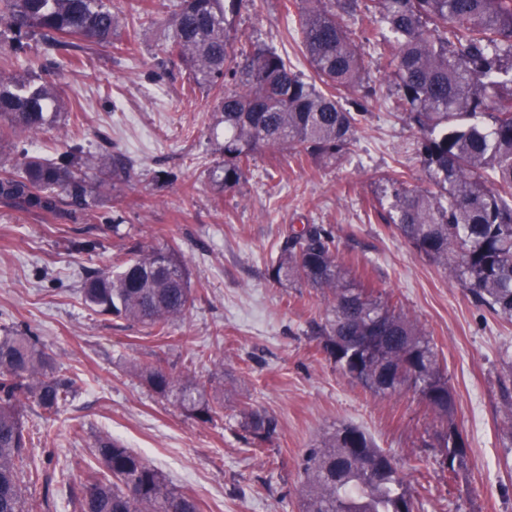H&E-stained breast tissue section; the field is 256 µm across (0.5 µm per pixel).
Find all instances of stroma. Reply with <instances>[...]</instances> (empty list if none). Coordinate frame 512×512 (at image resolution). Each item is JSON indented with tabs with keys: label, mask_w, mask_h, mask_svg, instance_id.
Masks as SVG:
<instances>
[{
	"label": "stroma",
	"mask_w": 512,
	"mask_h": 512,
	"mask_svg": "<svg viewBox=\"0 0 512 512\" xmlns=\"http://www.w3.org/2000/svg\"><path fill=\"white\" fill-rule=\"evenodd\" d=\"M122 20L114 43L93 47L86 66L58 79L65 103L58 124L27 140L45 158L64 151L71 104H80L84 153L104 144L132 161L128 180L90 173L95 203L79 223L44 220L0 201V332L38 336L79 391L58 414L25 408L31 452L51 478L28 486L26 512H71L67 485L96 466V440L111 436L157 468L200 512H300V464L337 425L364 429L413 478L419 512H512V408L503 397L512 358V320L476 304L441 266L387 223L385 176L427 184L420 132L391 110L395 87L376 56L365 77L376 94L352 150L324 166L265 148L239 186L218 190L211 170L221 140L211 135L217 102L165 61V24L132 28L129 0H105ZM286 0H255L238 29L276 49L294 70L311 73ZM131 50H123V43ZM124 218L107 224L112 212ZM331 226L339 261L363 287L398 299L435 343L468 446L449 478L437 462L434 413L411 391L388 397L352 383L310 332L328 305L305 286L270 284L267 266L290 225ZM93 240L91 251L75 250ZM175 246L187 262L195 300L169 337L89 311L81 288L113 252ZM175 376L204 383L223 408L204 424L153 393L138 376L155 358ZM250 396L274 415L278 432L261 449L245 443L239 402Z\"/></svg>",
	"instance_id": "1"
}]
</instances>
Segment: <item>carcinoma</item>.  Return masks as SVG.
Instances as JSON below:
<instances>
[{
    "label": "carcinoma",
    "instance_id": "obj_1",
    "mask_svg": "<svg viewBox=\"0 0 512 512\" xmlns=\"http://www.w3.org/2000/svg\"><path fill=\"white\" fill-rule=\"evenodd\" d=\"M250 0H179L167 18L165 49L218 100L224 160L216 183L232 189L245 179L255 153L276 147L295 158L333 163L347 154L375 90L364 84L366 45L379 49L395 86L392 111L421 133L419 155L428 187L387 180L390 221L419 252L449 271L479 305L512 318V0H298L305 57L317 79L292 70L281 54L237 46L235 19ZM364 11L351 29L341 16ZM137 20L161 22L153 4L138 0ZM0 141L37 135L57 118L55 76L62 61L80 62L89 44L112 45L119 17L105 0H0ZM25 64L29 77L16 69ZM82 147L73 142L50 161L22 154L0 161V199L50 220L79 222L89 209L90 182ZM112 179L129 177L123 155L97 158ZM338 243L324 224H304L284 236L268 265L270 282L307 285L330 298L311 324L325 358L374 394L415 391L428 408L451 415L454 397L430 338L390 298L355 288L338 261ZM95 314L168 336L193 303L185 262L173 246L138 245L112 256L81 288ZM366 337L389 350L376 372L360 349ZM138 376L202 423L217 415L206 386L173 375L157 358ZM77 379L58 371L39 338L19 330L0 335V512H24V489L48 483L27 446L21 409L55 413L74 397ZM239 427L264 443L276 417L249 402ZM449 422L438 434L439 464L457 474L467 456ZM99 466L69 484L73 512H199L190 496L170 488L143 457L109 436L95 444ZM301 512H417L411 484L395 458L361 428L342 424L305 453Z\"/></svg>",
    "mask_w": 512,
    "mask_h": 512
}]
</instances>
